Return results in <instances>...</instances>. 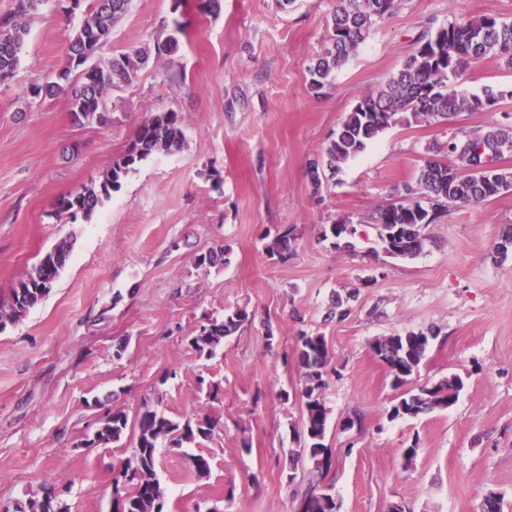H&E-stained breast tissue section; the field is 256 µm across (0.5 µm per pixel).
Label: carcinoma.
Here are the masks:
<instances>
[{"instance_id": "carcinoma-1", "label": "carcinoma", "mask_w": 512, "mask_h": 512, "mask_svg": "<svg viewBox=\"0 0 512 512\" xmlns=\"http://www.w3.org/2000/svg\"><path fill=\"white\" fill-rule=\"evenodd\" d=\"M47 0H16L13 12L0 17V79L12 78L19 63V51L27 35L25 19ZM401 0H339L331 16V44L309 68L310 89L319 93L330 78L365 44L376 22L393 15ZM130 0H93L92 9L82 18L53 79L29 86L33 99H52L64 95L70 114L81 125H103L109 121L108 92L130 84L145 67L149 54L134 49L106 62L96 59L98 50L112 27L126 13ZM417 46L402 66L377 90L364 94L342 121L325 151L309 159L314 183L319 169L339 173L362 154L368 145L389 129L420 120L447 121L453 116L495 106L509 94L491 86L483 94L459 91L454 86L465 68L475 60L497 59L512 68V21L496 14L478 17H454L437 26H427L416 39ZM184 119L178 112L149 114L139 125L126 151L112 161L98 180L75 194L62 197L57 213L71 219L82 216L88 221L96 208L121 187L122 179L148 158L181 149L185 142ZM512 153V125L498 124L484 131L460 130L448 138L446 160L431 157L425 161L416 186L403 185V194L374 210L373 221L382 251L394 259H414L425 252L429 237L426 226L435 223L452 208L490 201L512 191V169L498 165ZM351 224H324L321 240L335 247L351 237ZM295 228L276 230L268 251L283 262L295 249ZM58 265L47 269L34 265L0 301V329L15 322L51 290L65 268L70 243L56 246ZM229 262V248L220 245L197 257V266L215 267ZM355 291L337 297L330 317L342 321L351 314ZM255 313L245 307L211 318L189 336V344L201 356L213 357L224 346V339L251 322ZM434 329L407 331L378 336L370 343L377 359L389 367L392 388L398 391L390 419H410L445 410L455 405L464 388L461 377L453 375L436 382L409 387L411 379L425 359ZM297 361L301 372L303 435L302 446L292 450L294 461L308 459L321 471L327 460L324 444L329 408L324 393L331 375L330 351L324 336L300 330L296 338ZM219 420L208 412H197L173 419L155 410L145 409L129 424L125 411L107 410L97 421L92 443L108 446L120 442L134 428L132 455L119 468L112 469V512H166L165 491L157 474L158 448L167 443L177 448H197L212 437ZM41 495L30 500V512H45L50 505L60 512L54 489L46 484ZM341 504L333 487L310 488L301 499L299 512H340Z\"/></svg>"}]
</instances>
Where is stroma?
<instances>
[{"label": "stroma", "mask_w": 512, "mask_h": 512, "mask_svg": "<svg viewBox=\"0 0 512 512\" xmlns=\"http://www.w3.org/2000/svg\"><path fill=\"white\" fill-rule=\"evenodd\" d=\"M131 0L98 55L153 47L178 33L170 56L151 57L133 82L108 95L104 125L74 123L65 97L34 100L30 84L52 76L91 0H46L29 17L12 80L0 84V299L58 242L70 259L49 294L0 330V512H28L42 484L65 512H110L113 466L132 438L92 445L105 408L136 416L149 404L174 418L202 407L219 420L193 474L188 449L159 450L167 512H293L310 484L333 485L340 512H481L488 490L512 512V254L496 252L512 224V192L452 208L425 233L412 260L387 257L371 217L451 128L473 130L512 114V68L471 64L458 89L505 90L494 107L446 125H399L343 172L308 160L323 152L355 104L383 85L412 53L425 26L493 13L512 20V0H404L379 21L322 94L309 67L329 44L337 0ZM175 111L184 148L142 162L91 220L57 218L56 203L97 180L125 152L143 119ZM347 219L349 249L322 242V225ZM293 226L288 262L267 250L269 231ZM228 265L197 266L216 244ZM358 292L348 319L327 320L336 293ZM255 319L214 357L199 356L191 333L225 310ZM271 327H264V320ZM435 328L411 383L451 375L457 403L418 419H391L392 377L369 342ZM273 329L276 351L266 348ZM324 336L338 374L325 393L330 419L327 473L290 465L302 405L281 400L301 385L293 358L299 329ZM359 427L345 431V417ZM417 444L412 464L403 450Z\"/></svg>", "instance_id": "35a3bbf8"}]
</instances>
